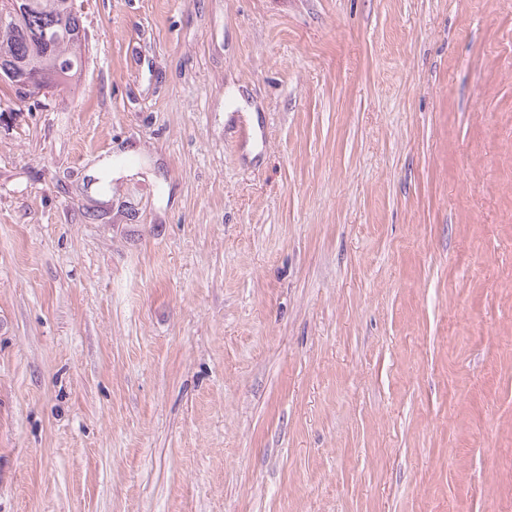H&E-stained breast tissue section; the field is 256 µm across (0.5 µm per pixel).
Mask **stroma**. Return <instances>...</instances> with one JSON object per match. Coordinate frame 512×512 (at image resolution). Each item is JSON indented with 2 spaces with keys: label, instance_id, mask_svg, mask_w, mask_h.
Listing matches in <instances>:
<instances>
[{
  "label": "stroma",
  "instance_id": "35a3bbf8",
  "mask_svg": "<svg viewBox=\"0 0 512 512\" xmlns=\"http://www.w3.org/2000/svg\"><path fill=\"white\" fill-rule=\"evenodd\" d=\"M79 2L0 97V512H512V0Z\"/></svg>",
  "mask_w": 512,
  "mask_h": 512
}]
</instances>
